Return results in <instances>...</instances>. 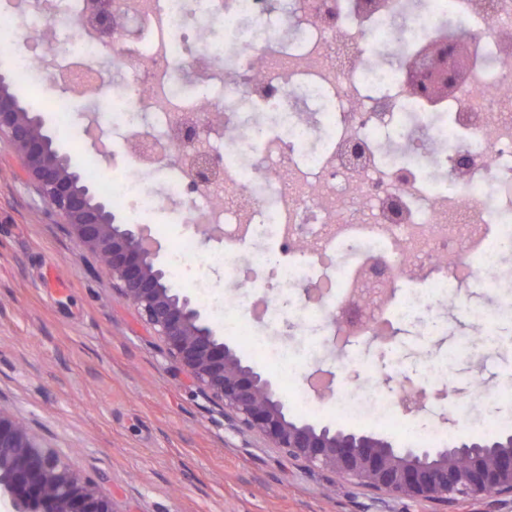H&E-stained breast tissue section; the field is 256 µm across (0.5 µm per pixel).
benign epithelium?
<instances>
[{
	"mask_svg": "<svg viewBox=\"0 0 512 512\" xmlns=\"http://www.w3.org/2000/svg\"><path fill=\"white\" fill-rule=\"evenodd\" d=\"M89 14L77 27H91L100 41L112 37V0H89ZM470 65L462 41L432 42L418 49L409 84L412 95L430 103L444 100L463 82ZM0 74V136L15 146L38 183L49 209L63 220L77 246L103 260L112 280L164 344L168 356L187 372L198 393L233 414L272 447L309 466L331 470L360 484L411 500L453 502L512 494V435L493 440H460L439 445L392 441L330 426L299 423L273 380L243 362L216 335L191 297L168 280L160 249L145 229L121 224L112 204L70 164L40 115L29 111ZM203 112L182 132L179 160L193 167L195 184L211 185L223 161L201 151L197 130L211 124ZM152 163L167 159L166 148L144 140L134 145ZM0 500L13 512H117L90 480L79 476L55 451L43 446L28 426L0 408Z\"/></svg>",
	"mask_w": 512,
	"mask_h": 512,
	"instance_id": "benign-epithelium-1",
	"label": "benign epithelium"
}]
</instances>
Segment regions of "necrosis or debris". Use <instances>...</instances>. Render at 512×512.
Listing matches in <instances>:
<instances>
[{"mask_svg": "<svg viewBox=\"0 0 512 512\" xmlns=\"http://www.w3.org/2000/svg\"><path fill=\"white\" fill-rule=\"evenodd\" d=\"M290 2L115 0L112 73L138 74L112 115L124 147L220 112L223 129L197 141L224 172L197 188L188 164L150 168L131 155L127 174L100 188L133 223L165 209L172 223L223 229L232 285L252 297L244 308L225 300L231 335H251L267 289L294 288L284 306L331 309L341 352L353 337L392 335L414 310L432 314L449 289L499 283L512 241V0ZM197 13L211 34L193 26ZM460 38L471 47L465 83L434 106L411 95L416 50ZM69 40L72 54L44 71L97 86L94 35ZM177 70L219 82L221 96L177 91Z\"/></svg>", "mask_w": 512, "mask_h": 512, "instance_id": "necrosis-or-debris-1", "label": "necrosis or debris"}]
</instances>
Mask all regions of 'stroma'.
<instances>
[{
	"mask_svg": "<svg viewBox=\"0 0 512 512\" xmlns=\"http://www.w3.org/2000/svg\"><path fill=\"white\" fill-rule=\"evenodd\" d=\"M24 104L54 128L72 163L96 152L84 128L93 116L119 111L111 83L80 92L61 85L13 82ZM70 103L68 131L56 130L55 104ZM223 243L202 244L198 256L170 267L174 287L199 298L198 274L223 293L231 274L218 256ZM271 312L259 322L261 343L229 337L247 362L274 376L294 419L380 435L397 443V426L340 421L337 397L367 396L411 384L422 410L400 412L399 424L434 425L439 442L458 439L448 414L449 392L512 386V276L486 291L455 289L438 300L430 331L420 317L401 321L394 336L335 352L319 322L305 333L284 332L273 289ZM497 308L491 336L474 343L467 311ZM284 349L313 347L304 373H324L330 390L306 408L294 403L299 376L278 374L264 342ZM0 406L23 419L41 442L93 480L116 512H512V496L447 503L408 500L374 491L332 471L312 468L272 448L257 433L204 400L189 376L168 358L160 339L124 298L92 254L81 250L44 204L7 139H0Z\"/></svg>",
	"mask_w": 512,
	"mask_h": 512,
	"instance_id": "1",
	"label": "stroma"
}]
</instances>
